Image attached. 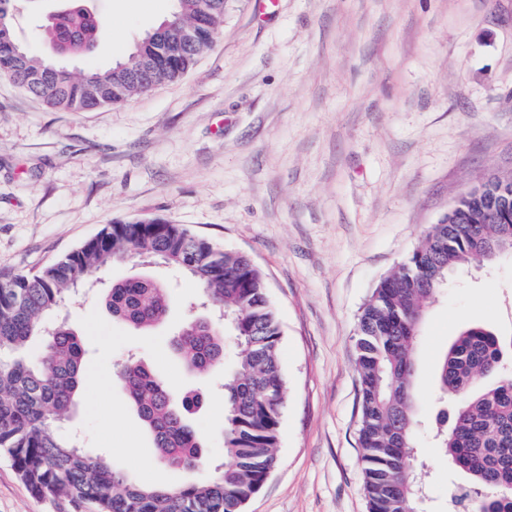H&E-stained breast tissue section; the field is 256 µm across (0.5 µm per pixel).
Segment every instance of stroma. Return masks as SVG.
Returning a JSON list of instances; mask_svg holds the SVG:
<instances>
[{"label": "stroma", "instance_id": "stroma-1", "mask_svg": "<svg viewBox=\"0 0 512 512\" xmlns=\"http://www.w3.org/2000/svg\"><path fill=\"white\" fill-rule=\"evenodd\" d=\"M175 0H88L105 23L79 73L126 57ZM61 0H16L17 40L39 36ZM512 175V0H228L211 49L179 80L118 106L48 109L0 78V271L33 273L114 218L164 217L262 271L281 328L287 386L277 467L244 512H367L354 357L358 314L431 225L484 177ZM144 275L170 295L165 321L116 322L100 294L69 307L103 389L79 390L68 425L130 478L180 485L196 473L157 464L118 367L135 356L174 392L200 391L193 425L224 461V376L186 372L169 340L198 290L182 272L132 259L104 282ZM467 323L512 338V264L464 269L428 308L415 351L417 437L427 512H447L465 476L433 446L447 406L437 363ZM0 512H71L33 495L0 458Z\"/></svg>", "mask_w": 512, "mask_h": 512}]
</instances>
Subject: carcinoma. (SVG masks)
<instances>
[{
	"label": "carcinoma",
	"mask_w": 512,
	"mask_h": 512,
	"mask_svg": "<svg viewBox=\"0 0 512 512\" xmlns=\"http://www.w3.org/2000/svg\"><path fill=\"white\" fill-rule=\"evenodd\" d=\"M12 2L0 0V76L48 107L86 112L179 79L212 46L224 23L226 0H176L174 12L137 42L128 57L81 74L31 52L13 34ZM71 7L41 27V39L67 57L94 51L104 21ZM196 29L182 49L178 34ZM485 207L475 190L452 205L440 223L384 277L358 317L363 489L368 512H421L423 475L416 465L414 351L427 307L448 276L475 264L512 261V218L496 224L454 223L461 209ZM131 257L160 261L191 277L201 304L224 310L220 325L202 316L186 323L173 348L191 372L224 360L231 331L238 360L224 384V459L218 475L176 486L130 479L62 431V420L84 382L85 350L64 320L47 317L92 284L93 274ZM112 319L135 329L162 322L166 287L147 277L112 283L104 295ZM38 338L43 349L28 353ZM281 330L260 269L240 252L164 218L153 224L118 219L99 235L36 274H0V456L30 491L96 512H242L277 463L281 408L287 394L278 361ZM506 346L483 325L460 330L438 371L440 394L453 402L451 425L439 448L468 476L452 503L465 512H512V375L499 373ZM127 400L148 430L159 463L199 470L207 460L188 412L198 396L173 400L148 365L133 357L119 370Z\"/></svg>",
	"instance_id": "obj_1"
}]
</instances>
